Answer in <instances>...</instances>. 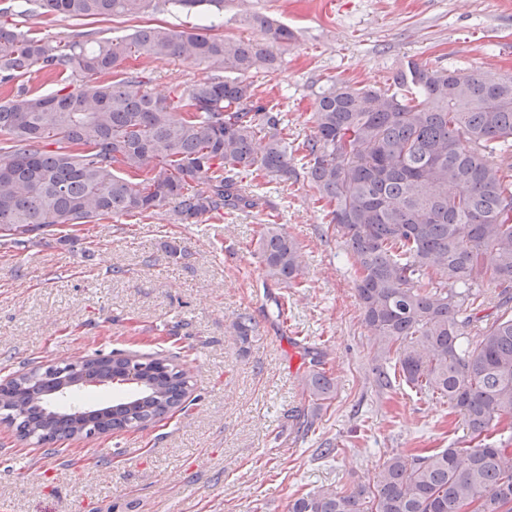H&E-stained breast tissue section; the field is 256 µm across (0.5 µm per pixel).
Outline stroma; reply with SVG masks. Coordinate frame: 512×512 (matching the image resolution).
Segmentation results:
<instances>
[{"instance_id":"stroma-1","label":"stroma","mask_w":512,"mask_h":512,"mask_svg":"<svg viewBox=\"0 0 512 512\" xmlns=\"http://www.w3.org/2000/svg\"><path fill=\"white\" fill-rule=\"evenodd\" d=\"M0 24L31 36L100 40L141 26L174 30L198 16L171 5L136 19L86 23L29 5ZM287 26L272 41L253 18ZM216 35L268 44L281 66L249 75L263 104L281 111L294 147L314 134L317 93L332 82L389 85L410 59L512 73V0H224ZM147 89L177 102L215 78L194 59L141 64ZM261 201L223 208L192 224L170 212L118 214L0 246V381L60 353L179 355L193 384L184 410L140 429L59 442L68 463L0 424V498L13 512H288L291 497L372 483L388 456L469 443L446 400L403 380L379 390L356 298L352 259L301 163L272 180L237 175ZM300 247L302 271L287 285L267 276L257 251L264 225ZM182 254L171 258L167 244ZM254 331L240 344L239 314ZM323 353L334 400L303 390L307 349Z\"/></svg>"}]
</instances>
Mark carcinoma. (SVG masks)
<instances>
[{
    "label": "carcinoma",
    "mask_w": 512,
    "mask_h": 512,
    "mask_svg": "<svg viewBox=\"0 0 512 512\" xmlns=\"http://www.w3.org/2000/svg\"><path fill=\"white\" fill-rule=\"evenodd\" d=\"M35 1L47 16L138 17L152 0ZM275 41L293 33L255 18ZM135 56H190L223 73L177 103L123 68ZM267 47L203 33L144 26L89 42L32 37L0 26V84L34 70L80 78L39 94L19 88L0 101V241L89 224L112 214L170 210L192 223L219 208L252 209L258 198L231 175L251 168L288 173L294 149L279 113L246 76L274 72ZM394 89L333 83L317 98L314 135L303 144L306 174L354 258L355 290L375 349V384L400 377L446 401L471 445L394 453L371 485L324 488L288 512H512V74L433 68L409 59ZM259 251L269 277L293 283L299 246L264 225ZM493 304L496 319L482 323ZM237 339L254 331L237 316ZM304 392L336 395L321 355L307 352ZM130 383L104 408L84 385ZM192 392L180 364L161 356H98L32 368L0 383V420L51 447L74 437L141 428L181 409ZM507 439L487 442L490 429Z\"/></svg>",
    "instance_id": "1"
}]
</instances>
